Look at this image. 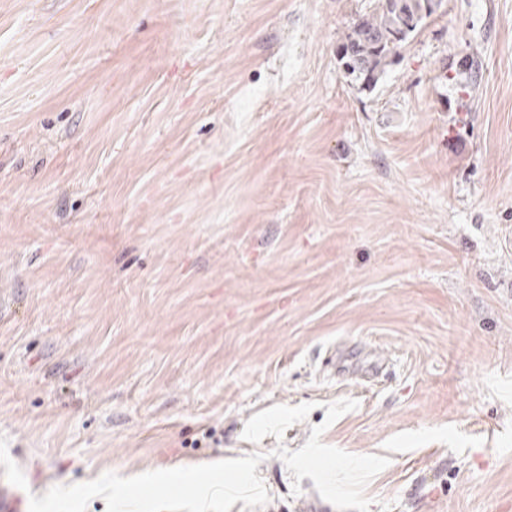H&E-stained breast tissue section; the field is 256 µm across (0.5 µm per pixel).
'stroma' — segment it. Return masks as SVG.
Returning a JSON list of instances; mask_svg holds the SVG:
<instances>
[{
    "label": "stroma",
    "instance_id": "35a3bbf8",
    "mask_svg": "<svg viewBox=\"0 0 512 512\" xmlns=\"http://www.w3.org/2000/svg\"><path fill=\"white\" fill-rule=\"evenodd\" d=\"M378 6L0 0L18 512L254 453L252 512H337L273 455L320 424L388 458L369 512H512V0H442L364 89L336 49Z\"/></svg>",
    "mask_w": 512,
    "mask_h": 512
}]
</instances>
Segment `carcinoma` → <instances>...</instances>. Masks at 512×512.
<instances>
[{
	"label": "carcinoma",
	"mask_w": 512,
	"mask_h": 512,
	"mask_svg": "<svg viewBox=\"0 0 512 512\" xmlns=\"http://www.w3.org/2000/svg\"><path fill=\"white\" fill-rule=\"evenodd\" d=\"M378 10L359 21L338 46L348 74L366 88L378 84L400 52L435 12V0H379Z\"/></svg>",
	"instance_id": "1"
}]
</instances>
